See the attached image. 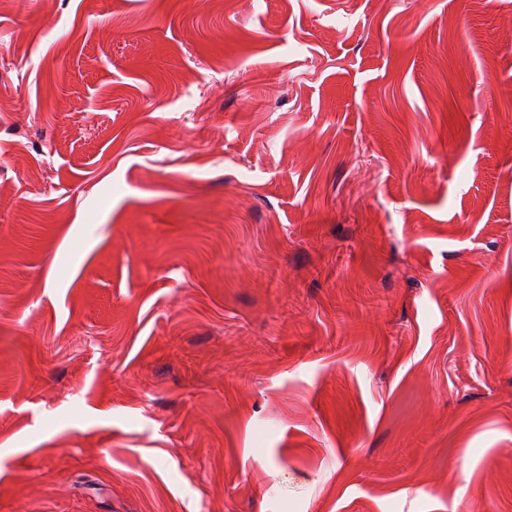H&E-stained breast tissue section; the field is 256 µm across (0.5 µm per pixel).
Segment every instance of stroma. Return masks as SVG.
I'll use <instances>...</instances> for the list:
<instances>
[{"label": "stroma", "instance_id": "stroma-1", "mask_svg": "<svg viewBox=\"0 0 512 512\" xmlns=\"http://www.w3.org/2000/svg\"><path fill=\"white\" fill-rule=\"evenodd\" d=\"M512 0H0V512H512Z\"/></svg>", "mask_w": 512, "mask_h": 512}]
</instances>
